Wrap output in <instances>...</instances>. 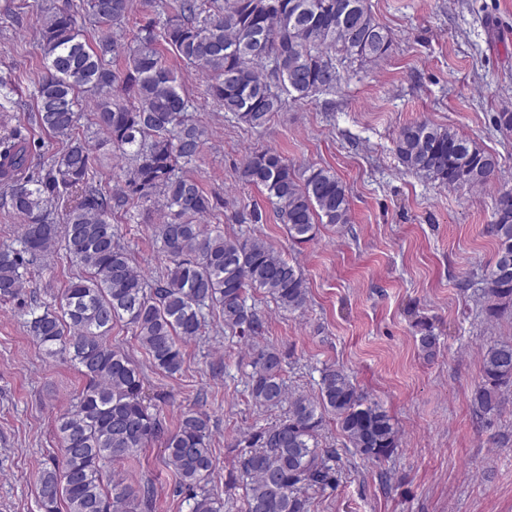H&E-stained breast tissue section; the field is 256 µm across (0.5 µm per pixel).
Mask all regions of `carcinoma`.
<instances>
[{"label": "carcinoma", "mask_w": 512, "mask_h": 512, "mask_svg": "<svg viewBox=\"0 0 512 512\" xmlns=\"http://www.w3.org/2000/svg\"><path fill=\"white\" fill-rule=\"evenodd\" d=\"M86 2L109 29L122 24L131 4ZM205 5L173 0L162 30L151 20L129 46L105 32L93 47L80 37L72 14L59 9L46 15L40 26L46 72L38 83L36 122L62 147L45 169H34L35 144L0 105L3 200L25 219L19 247L0 250V300L19 297L31 267L60 236L82 270L63 289L60 309L39 304L29 311V332L45 357L70 361L84 378L56 422L61 460L36 476L43 512H151V485L104 473L158 439L175 477L173 493L188 502L189 512H224V502L207 489L216 466L209 417L188 410L174 429H165L147 402L141 368L108 336L114 323L125 322L151 366L174 376L183 366V346L205 333L206 310L218 309L224 327L249 341L262 329L247 304L250 289L262 290L288 312L303 310L308 301L300 267L266 240L201 224L217 204L197 180L177 170L200 153L207 129L187 118L191 103L158 43L204 72L210 78L206 96L252 128L281 109L282 93L297 101L331 91L342 80L341 69L379 60L392 43L369 0H224L206 16ZM120 54L125 66L114 70L106 56ZM80 92L94 98L103 142L133 162L115 199L92 185L95 156L75 134ZM395 151L408 170L454 190L489 185L498 167L497 157L477 142L427 121L403 126ZM238 178L265 190L274 215L299 244L311 241L319 224L351 223L347 187L327 168L298 171L278 150L266 148L247 157ZM156 200L170 213L154 230L170 265L150 284L118 242L112 203L140 207ZM61 204L58 224L54 210ZM489 232L497 253L484 296L487 312L496 316L512 309V190L499 194ZM249 355L254 404L285 403L288 410L236 444L228 485L242 489L244 512H310L303 491L336 489V449L320 441L326 412L360 456L380 462L398 448L391 416L343 368H323L313 394L290 393L283 351L253 345ZM481 360L484 384L473 403L490 413L501 404V390L512 386V342L488 347Z\"/></svg>", "instance_id": "carcinoma-1"}]
</instances>
